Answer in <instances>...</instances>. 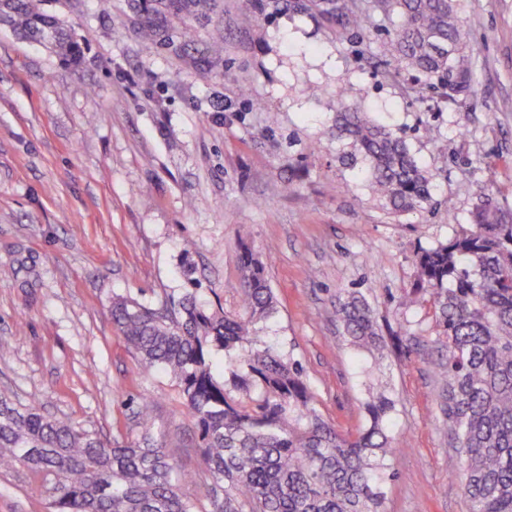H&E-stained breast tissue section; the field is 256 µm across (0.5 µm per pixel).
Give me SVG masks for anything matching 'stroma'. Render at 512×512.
<instances>
[{
	"label": "stroma",
	"instance_id": "35a3bbf8",
	"mask_svg": "<svg viewBox=\"0 0 512 512\" xmlns=\"http://www.w3.org/2000/svg\"><path fill=\"white\" fill-rule=\"evenodd\" d=\"M40 6L85 50L75 68L0 25V393L121 441L139 435L130 400H151L185 492L202 496L195 420L175 381L128 347L112 298L157 307L194 288L239 311L247 246L279 300L259 333L302 366L321 413L357 433L368 374L395 400L383 512H468L433 307L402 298L417 251L468 222L479 186L512 210V0H457L474 62L463 108L395 67L393 22L377 14L340 35L281 0H221L208 17L169 18L168 44L149 45L129 0ZM341 104L402 135L455 214L383 211L339 159ZM352 291L391 332L384 361L357 354L336 321ZM0 512L49 510L36 483L0 473Z\"/></svg>",
	"mask_w": 512,
	"mask_h": 512
}]
</instances>
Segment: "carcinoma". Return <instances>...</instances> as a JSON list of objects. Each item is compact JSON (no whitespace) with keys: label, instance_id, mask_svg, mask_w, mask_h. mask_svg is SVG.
Listing matches in <instances>:
<instances>
[{"label":"carcinoma","instance_id":"obj_1","mask_svg":"<svg viewBox=\"0 0 512 512\" xmlns=\"http://www.w3.org/2000/svg\"><path fill=\"white\" fill-rule=\"evenodd\" d=\"M215 0H138L142 40L160 43L157 19L197 14ZM295 13L317 14L346 35L365 26L355 0H285ZM372 10L397 17L387 53L399 68L460 106L473 83L472 55L455 0H373ZM0 22L77 65L83 43L35 0H0ZM343 160L362 163L365 178L389 214L434 203L433 176L390 127L344 105L336 111ZM444 242L416 257L420 288L431 297L448 356L439 364L441 410L453 434L469 512H512V212L484 191ZM244 313L216 312L187 291L160 308L124 296L112 319L142 363L169 375L195 419L202 464L210 475L204 499L182 491V477L154 430L151 402L134 412L135 441L106 440L69 421L0 394V467L38 478L50 512H380L381 484L397 448L386 433L395 402L369 386L366 426L354 437L316 408L290 354L257 335L277 299L249 248L240 256ZM336 321L356 349L385 345L376 314L361 293L336 307ZM236 353L231 396L219 380L216 355Z\"/></svg>","mask_w":512,"mask_h":512}]
</instances>
